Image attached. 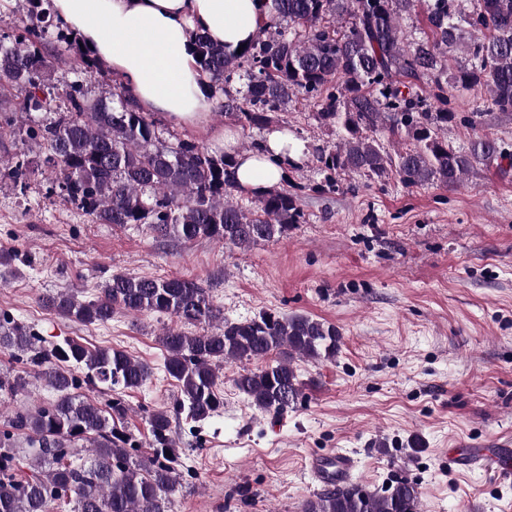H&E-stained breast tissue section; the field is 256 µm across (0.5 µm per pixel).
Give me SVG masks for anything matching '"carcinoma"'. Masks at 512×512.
<instances>
[{
	"label": "carcinoma",
	"mask_w": 512,
	"mask_h": 512,
	"mask_svg": "<svg viewBox=\"0 0 512 512\" xmlns=\"http://www.w3.org/2000/svg\"><path fill=\"white\" fill-rule=\"evenodd\" d=\"M34 4L27 19L0 33V153L4 135L21 145L0 168V181L22 189L32 161L43 156L52 188L98 224H145L160 238L205 240L253 247L288 235L303 217L298 197L280 185L243 203L235 180V156L209 150L173 130L160 137L158 122L123 90L93 96L89 83L102 63L76 40L53 33L50 13ZM415 0H272L269 19L242 51L212 41L201 28L191 32L196 66L223 99L217 112L228 125L266 129L273 116L303 101L336 142L315 150L325 173L322 191L336 190V177H390L407 187L451 188L478 165L504 157L498 141L471 138L448 143V124L474 129L495 115L512 121V0H477L464 12L458 0H427V31L408 43L402 21ZM471 36L469 61L448 72V50ZM74 61V79L58 81L53 64ZM425 80L438 90L440 107L424 108ZM483 84L487 111L459 117L448 110V88ZM403 145L390 151L382 137ZM54 314L83 324H103L118 311L158 313L182 328L165 330L159 341L164 367L183 395L178 410L194 422L220 412L224 398L219 369L239 363L233 382L251 404L276 416L299 398L297 358L332 359L341 332L308 315L263 311L229 321L209 289L180 277L113 273L86 300L65 288L46 297ZM208 327L203 333L191 327ZM27 325L0 317V349L16 363L38 367L0 374V397H12L31 380L42 381L55 398L32 410L18 409L0 432V512H48L52 502L72 512H169L178 491L175 453L168 447L171 417L149 414L158 448L133 458L128 435L112 425V414L80 392L82 385L110 391L139 388L150 367L118 349L89 350L66 340L47 349ZM277 354L273 363L252 361ZM27 437L30 473L18 474L14 437ZM303 512H419L415 484L400 480L381 494L347 480L307 500Z\"/></svg>",
	"instance_id": "carcinoma-1"
}]
</instances>
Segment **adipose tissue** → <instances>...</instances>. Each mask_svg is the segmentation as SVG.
Wrapping results in <instances>:
<instances>
[{
    "mask_svg": "<svg viewBox=\"0 0 512 512\" xmlns=\"http://www.w3.org/2000/svg\"><path fill=\"white\" fill-rule=\"evenodd\" d=\"M55 17L90 54L107 64L146 111L173 122L203 125L218 104L195 65L190 32L233 46L248 42L271 0H52ZM300 147L282 131L261 148L238 154L239 186L260 194L279 185Z\"/></svg>",
    "mask_w": 512,
    "mask_h": 512,
    "instance_id": "1",
    "label": "adipose tissue"
}]
</instances>
